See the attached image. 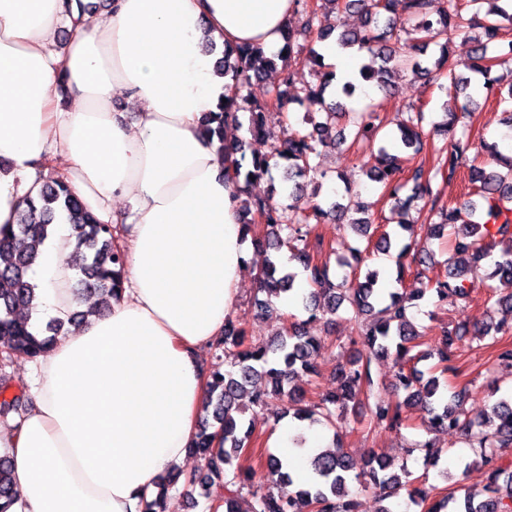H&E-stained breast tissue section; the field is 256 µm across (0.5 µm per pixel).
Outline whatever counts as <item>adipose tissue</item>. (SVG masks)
<instances>
[{"mask_svg": "<svg viewBox=\"0 0 512 512\" xmlns=\"http://www.w3.org/2000/svg\"><path fill=\"white\" fill-rule=\"evenodd\" d=\"M292 15V0H113L60 48L64 0H0V229L46 158L103 223H126L111 312L31 363L34 405L0 429L10 512H139L185 461L208 394L199 352L224 333L249 244L233 169L200 124L232 80L202 45L276 52ZM118 93L134 120L115 111ZM69 234L59 225L36 266L37 309L60 320L80 305ZM15 472L9 457L0 456V512H9L15 500Z\"/></svg>", "mask_w": 512, "mask_h": 512, "instance_id": "ef3b65f1", "label": "adipose tissue"}]
</instances>
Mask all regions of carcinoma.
I'll return each instance as SVG.
<instances>
[{
    "instance_id": "carcinoma-1",
    "label": "carcinoma",
    "mask_w": 512,
    "mask_h": 512,
    "mask_svg": "<svg viewBox=\"0 0 512 512\" xmlns=\"http://www.w3.org/2000/svg\"><path fill=\"white\" fill-rule=\"evenodd\" d=\"M294 12L302 17L299 23H289L284 32L282 52L266 56L259 46H236L224 50L218 67L233 80L232 94L220 111L210 112L201 119L204 130L224 140V125L241 124L239 113L247 114L248 132L255 140L266 137L267 113L284 111L291 103L308 106L309 127L291 130L266 153L247 152L244 142L224 146L230 158L238 186L236 199L243 215V224L258 247L279 250L286 246L292 260L302 268L303 275L314 290L303 297L309 319L332 316L349 304L361 319L356 335L349 337L348 345L358 354L341 361L336 373V387L319 396L318 401L301 407L304 393L294 382L317 373L315 357L330 344L319 336H309L298 322L265 340L247 335L239 320L228 318L224 336L216 341V349L223 353L227 368H214L210 374L208 399L204 415L191 451L206 460L205 472L183 473L171 471L157 482L154 498L141 501V512H165L171 490L182 488L187 496L198 495L209 504L219 502L224 512H242L239 501L243 495L251 499L248 512H366L362 497L378 499L376 512H512V468L502 465L496 449L512 446V394L500 398L492 406L493 419L486 420V428H478L463 410L469 396V384L446 392L440 389L439 379L424 378L418 363L428 357L419 350L422 334L414 323L413 309L430 292L440 305L450 300L465 299L477 286L469 278L483 263L492 271L486 278L512 281V157L505 156L498 144L483 143L486 160L469 166V181L475 186L474 195L481 203L468 198L449 204L434 191L438 178L454 179L461 166L462 152L454 137L458 112L470 111L473 102L468 93L472 81L483 78L485 99L504 106L508 112L506 123L512 125V82L508 91L501 87L502 77L493 75L498 67L512 64V40H504L502 31L512 24V0H293ZM359 10L365 22L356 30L333 32L323 23L330 13ZM416 35L422 43L443 40L440 53L428 68L406 51L402 35ZM462 35L474 43L469 59L460 63L453 58L448 36ZM336 37V46L355 48L367 55L368 61L359 69L361 80L371 84L384 97L393 96L388 87L390 76L396 71L410 70L428 74L436 72L448 84L443 90H454L464 95L458 110L448 109L434 132L449 139L438 148L445 155V167L431 173L423 167L410 168L400 152L424 149V113L407 112V118L397 124V132L379 139L381 125L377 110L356 112L336 102L326 104V93L333 75L322 71L323 55L313 43ZM309 72H304V68ZM283 73L284 88L265 101H256L243 94L252 82L262 80L276 70ZM302 83L301 93L290 94L293 82ZM346 119L349 133L339 131L331 135L336 120ZM351 141L359 147L372 146L381 141L377 150L378 167L368 174L387 189L391 209L401 216L398 227L412 228L403 219L417 201L429 207L426 237L451 239L444 270L429 276L430 263L423 256L424 249L416 240L401 246V255H411L406 266H399L395 283L404 281L405 273L425 282L422 288L399 292L396 288L379 285V272L361 270L364 263L361 251L353 261L345 258L339 265L350 272L338 283L333 281L330 254H323V242L316 234L321 224L348 221L352 228L367 238L377 233V250L388 253L392 248L389 231L373 226L370 217L352 218L360 213V205L348 201L318 200V194L303 198L301 179L319 173L315 159L320 148L340 147ZM286 162L283 181L288 187L282 191L288 204L278 205L273 196L255 197L249 191L251 182L270 174L278 161ZM36 182L41 184L37 198H29L19 209L16 223L7 232H0V347L7 350L3 360L21 356L36 360L46 355L56 337L63 334L64 324L77 325L85 314L75 312L68 322L51 320L43 331L31 323L36 311V284L30 271L37 263L42 248L53 232L57 217L63 215L71 225L75 245L70 254L71 267L80 278L74 286L78 295L96 297V311L105 312L118 299L125 275V253L116 245L113 228L102 223L85 207L71 185L56 176L42 162L35 165ZM412 185V194L400 197V192ZM508 242L500 253L492 252V242ZM298 273L285 270L277 260H266L258 274V291L267 297H279L293 290ZM512 332V324L501 320L486 323L478 330L481 338H490L486 347L492 349L494 361L512 367V343L498 335ZM470 334V327L457 324L441 331L434 339L433 351L442 371H456L453 366V348ZM390 357L393 361V380L374 370L377 360ZM273 399L296 407L294 418L320 424L333 431L332 445L309 460V484L299 485L288 465L277 454H265L262 465L268 472L266 485L253 482L255 468L243 464L240 458L255 443L253 424L243 425L241 415L248 411H262ZM365 406L368 419L361 429L370 436L382 429L399 428L410 418L411 411L425 413L426 432L450 430L471 445L477 452L480 465L485 468L484 494L470 490L464 496L445 495L428 482L425 474L412 476L406 465L393 469L390 462L374 454L358 472L341 437L350 432L341 423L342 416ZM28 411L22 395L0 401V417L15 413L22 418ZM220 436L221 448L213 449L215 436ZM424 452V459L435 465L444 449L431 439L418 441L409 452ZM356 489H351V484ZM15 472L7 455L0 456V512H9L15 500Z\"/></svg>"
}]
</instances>
